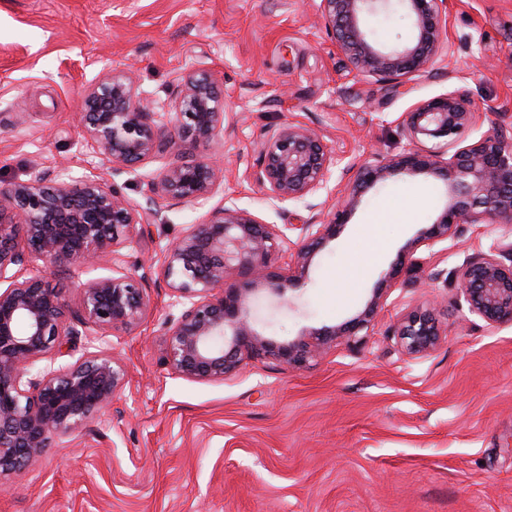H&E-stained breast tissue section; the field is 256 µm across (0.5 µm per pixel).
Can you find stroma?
Returning a JSON list of instances; mask_svg holds the SVG:
<instances>
[{
  "label": "stroma",
  "mask_w": 512,
  "mask_h": 512,
  "mask_svg": "<svg viewBox=\"0 0 512 512\" xmlns=\"http://www.w3.org/2000/svg\"><path fill=\"white\" fill-rule=\"evenodd\" d=\"M318 4L0 0V188L37 174L97 177L143 206L150 177L169 163L224 166L208 200L164 209L162 233L127 242V268L147 281L146 319L103 340L80 337L58 362L103 343L127 364L128 382L101 417L47 448L38 469L0 487V512H512V325L469 313L455 280L397 286L366 342L338 343L298 368L254 359L224 380L195 381L167 365L163 324L181 307L153 258L226 202L292 240L311 216L269 200L255 179L271 129L300 122L335 152L324 215L346 169L403 150L399 119L419 101L466 92L480 120L464 140L495 125L512 135V0H445L449 56L400 88L350 64ZM127 67L160 103L185 73L207 70L224 98L223 129L135 172L109 164L78 115L103 70ZM445 202L432 177L371 189L262 333L287 341L351 318ZM509 234L506 224L463 225L460 248L430 263L453 269ZM436 297L447 336L426 356H402L394 323Z\"/></svg>",
  "instance_id": "stroma-1"
}]
</instances>
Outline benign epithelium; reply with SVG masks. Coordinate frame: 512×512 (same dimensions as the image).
<instances>
[{"mask_svg":"<svg viewBox=\"0 0 512 512\" xmlns=\"http://www.w3.org/2000/svg\"><path fill=\"white\" fill-rule=\"evenodd\" d=\"M443 0H320L321 17L338 51L359 71L395 86L426 72L444 50ZM401 12L408 37L385 45L369 24ZM139 89L133 72L105 71L88 89L80 124L107 162L134 170L157 154L177 155L192 137L209 140L224 126V101L204 71L187 73L170 111ZM178 130L166 136L157 118ZM477 113L458 91L439 94L401 116L407 146L371 154L336 196L329 220L313 218L288 228L300 231L288 276L272 273L284 233L234 205L215 208L203 224H191L160 253L159 275L183 306L165 323L167 363L173 373L196 381L222 380L245 360L272 358L299 367L336 346L358 343L391 289L411 273L437 280L444 270L428 269L427 256L455 237L461 224L512 223V141L503 130L478 140H460L476 124ZM257 180L278 203L314 199L328 189L334 152L299 122L275 128L262 142ZM432 176L446 186V203L420 230L379 279L363 308L334 325L310 328L288 342L258 332L254 301L263 292L277 296L296 286L315 256L336 239L345 216L362 194L395 176ZM224 181L215 161L172 163L149 180L146 206L132 204L99 179L49 183L35 175L0 189V483L38 467L46 448L87 425L112 406L127 383L126 364L108 348L86 350L73 363L56 367L64 345L81 335L106 337L131 331L145 317L149 299L141 279L125 268L129 236L152 234L163 223L161 204L176 206L208 197ZM112 274L80 285L78 314L66 317V300L44 275L30 274L38 260L49 271L93 270L102 260ZM457 293L468 310L491 326L512 325V239L487 252L465 255L453 268ZM440 302L407 309L393 329L398 351L416 358L434 350L445 330Z\"/></svg>","mask_w":512,"mask_h":512,"instance_id":"benign-epithelium-1","label":"benign epithelium"}]
</instances>
